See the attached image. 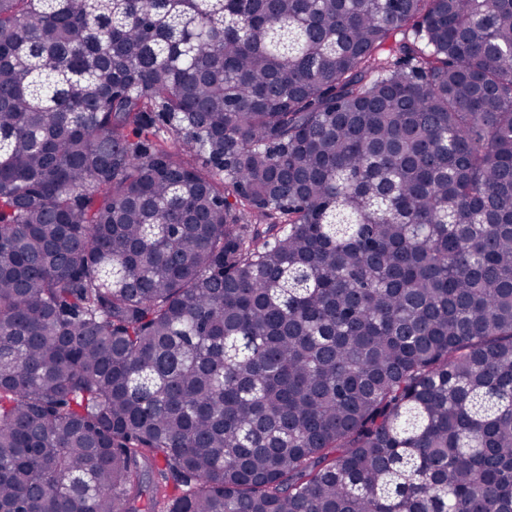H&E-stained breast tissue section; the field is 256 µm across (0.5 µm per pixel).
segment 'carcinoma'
<instances>
[{
  "instance_id": "carcinoma-1",
  "label": "carcinoma",
  "mask_w": 512,
  "mask_h": 512,
  "mask_svg": "<svg viewBox=\"0 0 512 512\" xmlns=\"http://www.w3.org/2000/svg\"><path fill=\"white\" fill-rule=\"evenodd\" d=\"M0 512H512V0H0Z\"/></svg>"
}]
</instances>
